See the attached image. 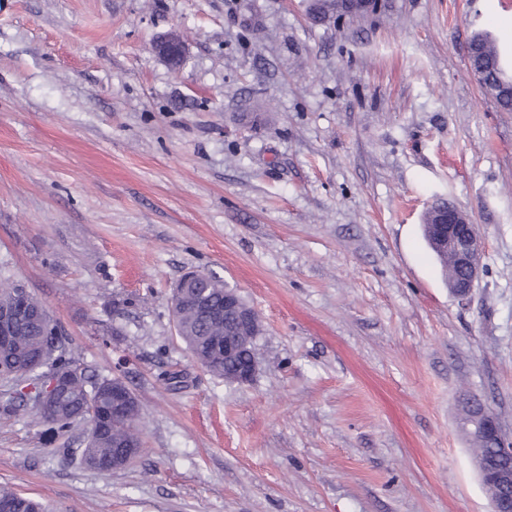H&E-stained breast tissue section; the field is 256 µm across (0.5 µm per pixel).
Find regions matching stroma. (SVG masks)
<instances>
[{
  "label": "stroma",
  "instance_id": "stroma-1",
  "mask_svg": "<svg viewBox=\"0 0 512 512\" xmlns=\"http://www.w3.org/2000/svg\"><path fill=\"white\" fill-rule=\"evenodd\" d=\"M0 0V277L88 373L139 401L136 462L102 473L8 405L0 486L52 512H491L462 395L512 439V112L471 72V16L512 55V0ZM175 33L171 69L153 51ZM485 242L468 305L422 232ZM256 310L248 384L178 337L174 284ZM153 50L172 69L180 68L186 60V45L174 34L157 40L153 45Z\"/></svg>",
  "mask_w": 512,
  "mask_h": 512
}]
</instances>
